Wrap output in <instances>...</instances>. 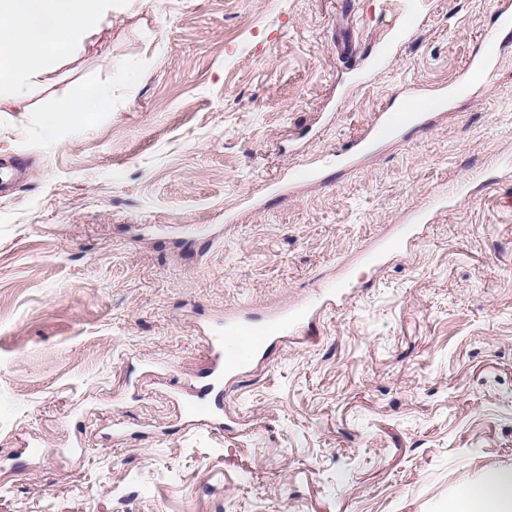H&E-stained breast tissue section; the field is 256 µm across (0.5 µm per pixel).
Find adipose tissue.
I'll return each mask as SVG.
<instances>
[{
    "label": "adipose tissue",
    "instance_id": "adipose-tissue-1",
    "mask_svg": "<svg viewBox=\"0 0 512 512\" xmlns=\"http://www.w3.org/2000/svg\"><path fill=\"white\" fill-rule=\"evenodd\" d=\"M99 29V0H0V102L20 97L30 80L51 82V57ZM450 512H512V471L464 488Z\"/></svg>",
    "mask_w": 512,
    "mask_h": 512
}]
</instances>
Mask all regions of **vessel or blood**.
Listing matches in <instances>:
<instances>
[{
  "label": "vessel or blood",
  "mask_w": 512,
  "mask_h": 512,
  "mask_svg": "<svg viewBox=\"0 0 512 512\" xmlns=\"http://www.w3.org/2000/svg\"><path fill=\"white\" fill-rule=\"evenodd\" d=\"M421 122L422 115L418 112L378 113L364 136L353 145L352 151L356 154L366 152L374 144L393 138ZM426 222V215L417 214L408 223L398 225L376 250L364 255V262L380 266L391 256L402 253L420 239ZM319 313V307L308 306L270 312L259 318L240 315L225 317L221 335L210 339L209 364L204 373V381L195 395L183 400V412L199 424L223 427L222 398L228 388L273 347L311 331ZM230 336H243L247 339L244 351L233 359L227 358L224 352V340Z\"/></svg>",
  "instance_id": "1"
}]
</instances>
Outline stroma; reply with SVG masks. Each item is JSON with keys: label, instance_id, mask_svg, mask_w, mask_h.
Segmentation results:
<instances>
[{"label": "stroma", "instance_id": "stroma-1", "mask_svg": "<svg viewBox=\"0 0 512 512\" xmlns=\"http://www.w3.org/2000/svg\"><path fill=\"white\" fill-rule=\"evenodd\" d=\"M498 8L158 0L0 106V171L28 162L0 190V512H448L512 470V46L426 129L341 158L407 87H453ZM104 84L109 109L46 133ZM306 165L318 181L271 189ZM429 209L411 252L359 264ZM349 270L343 304L228 390L224 428L180 414L225 315ZM112 101L111 85L98 86L89 95L77 103L65 102L56 112H49L44 116V124L52 132L63 119L76 113H91L104 110Z\"/></svg>", "mask_w": 512, "mask_h": 512}]
</instances>
